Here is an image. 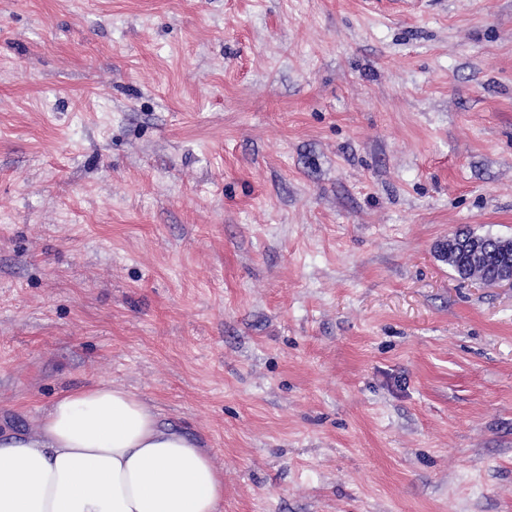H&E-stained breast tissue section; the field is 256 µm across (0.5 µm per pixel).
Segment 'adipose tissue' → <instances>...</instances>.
<instances>
[{"label":"adipose tissue","instance_id":"ef3b65f1","mask_svg":"<svg viewBox=\"0 0 512 512\" xmlns=\"http://www.w3.org/2000/svg\"><path fill=\"white\" fill-rule=\"evenodd\" d=\"M224 469L125 386L61 393L0 436V512H219Z\"/></svg>","mask_w":512,"mask_h":512}]
</instances>
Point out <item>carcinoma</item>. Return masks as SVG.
I'll list each match as a JSON object with an SVG mask.
<instances>
[{
	"mask_svg": "<svg viewBox=\"0 0 512 512\" xmlns=\"http://www.w3.org/2000/svg\"><path fill=\"white\" fill-rule=\"evenodd\" d=\"M455 235L462 246L440 250L441 257L462 279L492 280L501 266L512 263V248L501 252L504 238L492 234H477L470 229H460Z\"/></svg>",
	"mask_w": 512,
	"mask_h": 512,
	"instance_id": "obj_1",
	"label": "carcinoma"
}]
</instances>
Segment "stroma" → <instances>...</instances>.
<instances>
[{
	"instance_id": "stroma-1",
	"label": "stroma",
	"mask_w": 512,
	"mask_h": 512,
	"mask_svg": "<svg viewBox=\"0 0 512 512\" xmlns=\"http://www.w3.org/2000/svg\"><path fill=\"white\" fill-rule=\"evenodd\" d=\"M512 0H0V430L105 380L222 512H512ZM454 234L463 242L462 248L446 247L440 250V253L448 266L461 279L492 280L500 271L496 280L481 282L512 287V268L505 266L501 269L505 263H512V248H509L507 255L501 252V243L511 238L492 234H477L471 229H460ZM454 234L449 235L448 241L453 239ZM477 253L479 255H476Z\"/></svg>"
}]
</instances>
